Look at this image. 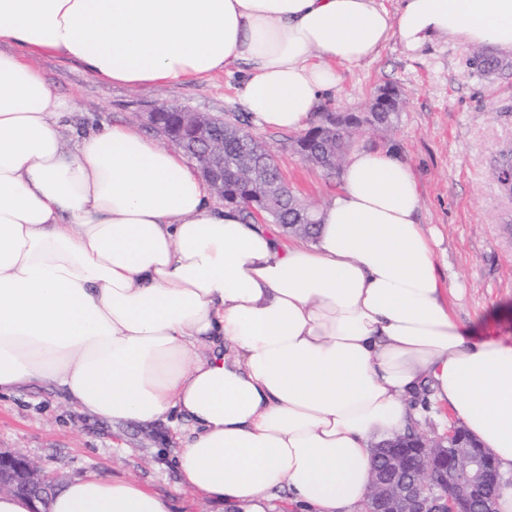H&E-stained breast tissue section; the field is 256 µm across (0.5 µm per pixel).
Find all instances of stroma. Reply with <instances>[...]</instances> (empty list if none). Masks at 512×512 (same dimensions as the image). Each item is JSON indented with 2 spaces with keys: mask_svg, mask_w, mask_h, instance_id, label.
<instances>
[{
  "mask_svg": "<svg viewBox=\"0 0 512 512\" xmlns=\"http://www.w3.org/2000/svg\"><path fill=\"white\" fill-rule=\"evenodd\" d=\"M472 44L441 36L414 53L390 41L373 59L339 67L329 111L361 112L378 89L394 87L400 121L388 131H357L352 146L391 148L413 166L420 220L434 231L437 260L452 279L448 306L464 327L481 335L512 336V196L494 167L512 146V73L482 76L467 65ZM57 94L73 100L76 128L124 124L142 128L140 113L177 104L231 117L244 114L240 68L180 85H103L79 64L43 51L31 58ZM294 194L321 208L339 193L341 175H327L295 152L293 131L252 125ZM179 445L168 423L150 427L111 423L79 412L60 394L20 388L0 396V448L18 450L43 473L71 481L90 474L133 479L166 494L172 512H225L223 505L186 491L175 469Z\"/></svg>",
  "mask_w": 512,
  "mask_h": 512,
  "instance_id": "obj_1",
  "label": "stroma"
}]
</instances>
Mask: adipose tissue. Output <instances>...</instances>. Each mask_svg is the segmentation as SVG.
I'll return each mask as SVG.
<instances>
[{"label":"adipose tissue","mask_w":512,"mask_h":512,"mask_svg":"<svg viewBox=\"0 0 512 512\" xmlns=\"http://www.w3.org/2000/svg\"><path fill=\"white\" fill-rule=\"evenodd\" d=\"M448 34L512 55V0H0V395L55 387L112 425L176 420L184 489L232 512H363L375 442L448 407L512 473V337L448 311L410 163L349 154L311 242L215 202L193 162L125 125L76 133L29 56L103 85L245 64L255 123L306 130L341 65ZM50 512H171L91 474Z\"/></svg>","instance_id":"obj_1"}]
</instances>
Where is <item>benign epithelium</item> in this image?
<instances>
[{
	"label": "benign epithelium",
	"instance_id": "1",
	"mask_svg": "<svg viewBox=\"0 0 512 512\" xmlns=\"http://www.w3.org/2000/svg\"><path fill=\"white\" fill-rule=\"evenodd\" d=\"M398 100L391 88L378 91L374 112H386ZM178 131L167 139L189 149L192 160L215 195L224 198V140L215 118L206 112L175 106ZM250 174L240 181L256 219L265 221L271 204L284 193L271 175L270 153L250 155ZM502 188L512 196V152L497 167ZM379 466L370 477L365 512H496V494L504 483L490 452L478 447L460 425L433 439L403 436L376 446ZM58 486L42 475L24 455L0 450V491L41 501Z\"/></svg>",
	"mask_w": 512,
	"mask_h": 512
}]
</instances>
